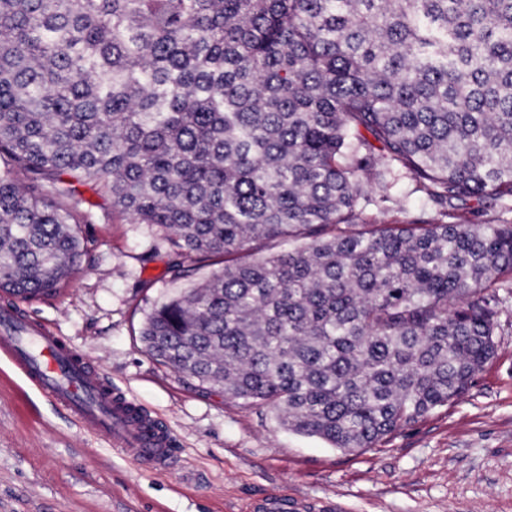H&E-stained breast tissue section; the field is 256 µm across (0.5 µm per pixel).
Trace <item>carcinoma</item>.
<instances>
[{"instance_id":"cac0c4a2","label":"carcinoma","mask_w":512,"mask_h":512,"mask_svg":"<svg viewBox=\"0 0 512 512\" xmlns=\"http://www.w3.org/2000/svg\"><path fill=\"white\" fill-rule=\"evenodd\" d=\"M401 177L432 215L367 219ZM78 184L224 260L154 360L375 448L496 353L512 224L448 209L512 203V0H0L1 292L70 282Z\"/></svg>"}]
</instances>
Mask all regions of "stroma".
I'll use <instances>...</instances> for the list:
<instances>
[{
  "label": "stroma",
  "instance_id": "35a3bbf8",
  "mask_svg": "<svg viewBox=\"0 0 512 512\" xmlns=\"http://www.w3.org/2000/svg\"><path fill=\"white\" fill-rule=\"evenodd\" d=\"M78 192L84 247L73 280L14 303L168 427L178 451L163 471L133 461L0 360V512H252L272 493L309 512H512V295L500 296L496 354L463 397L347 453L148 355L146 312L223 262L173 278L172 248L155 228L113 215L89 187Z\"/></svg>",
  "mask_w": 512,
  "mask_h": 512
}]
</instances>
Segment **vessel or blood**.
I'll return each instance as SVG.
<instances>
[{
    "mask_svg": "<svg viewBox=\"0 0 512 512\" xmlns=\"http://www.w3.org/2000/svg\"><path fill=\"white\" fill-rule=\"evenodd\" d=\"M0 351L39 390L91 431L133 460L166 469L176 451L174 435L133 399L112 389L98 370L64 345L46 326L0 314Z\"/></svg>",
    "mask_w": 512,
    "mask_h": 512,
    "instance_id": "b4317fda",
    "label": "vessel or blood"
}]
</instances>
